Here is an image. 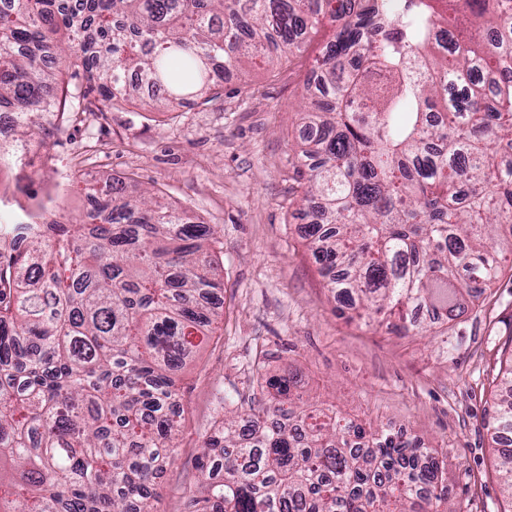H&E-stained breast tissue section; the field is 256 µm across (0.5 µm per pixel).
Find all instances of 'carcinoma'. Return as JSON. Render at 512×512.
<instances>
[{
	"mask_svg": "<svg viewBox=\"0 0 512 512\" xmlns=\"http://www.w3.org/2000/svg\"><path fill=\"white\" fill-rule=\"evenodd\" d=\"M293 166L336 300L402 335L482 296L512 254V0H0V111L65 115L63 71L176 107L215 68L299 49L324 21ZM27 146L0 143V169ZM63 224H1L0 512H153L177 374L211 336L210 224L119 184ZM291 375L240 399L198 456L190 512H457L445 460L308 405ZM495 439L512 493V380Z\"/></svg>",
	"mask_w": 512,
	"mask_h": 512,
	"instance_id": "obj_1",
	"label": "carcinoma"
}]
</instances>
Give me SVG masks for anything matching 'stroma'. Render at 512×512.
Masks as SVG:
<instances>
[{
	"instance_id": "obj_1",
	"label": "stroma",
	"mask_w": 512,
	"mask_h": 512,
	"mask_svg": "<svg viewBox=\"0 0 512 512\" xmlns=\"http://www.w3.org/2000/svg\"><path fill=\"white\" fill-rule=\"evenodd\" d=\"M331 35L321 25L291 59L222 76L216 97L172 111L142 100L108 101L71 81L64 117L33 134L26 174L48 219L72 222L92 200L67 179L128 195L162 192L195 221L213 225L220 297L215 332L179 375L183 415L175 461L159 477L156 512H189L205 436L266 376L292 373L318 408L406 434L447 460L459 512H512L492 441L500 357L512 353V277L502 276L465 313L427 336L340 318L290 204L302 110L315 59ZM101 111H81L84 96Z\"/></svg>"
}]
</instances>
